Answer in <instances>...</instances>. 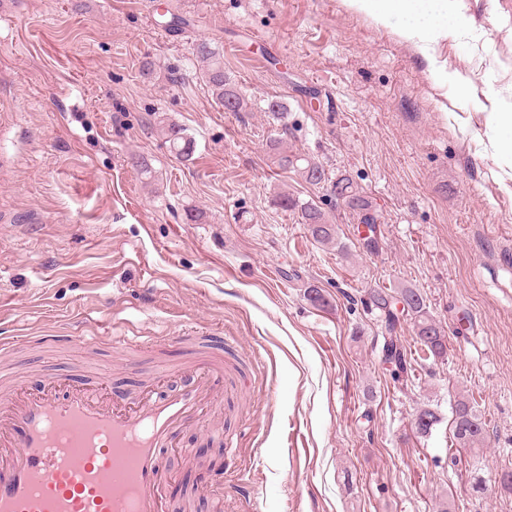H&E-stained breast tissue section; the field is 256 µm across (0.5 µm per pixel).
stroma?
I'll return each instance as SVG.
<instances>
[{"label": "stroma", "mask_w": 512, "mask_h": 512, "mask_svg": "<svg viewBox=\"0 0 512 512\" xmlns=\"http://www.w3.org/2000/svg\"><path fill=\"white\" fill-rule=\"evenodd\" d=\"M17 2L0 15V376L132 401L152 379L178 392L184 365L224 359L235 336L216 430L182 427L165 457L170 512H512L496 481L512 471V167L485 112L512 96V29L498 23L512 0H465L471 27L433 43L432 67L345 0ZM201 39L249 111L215 103ZM160 115L191 157L170 152ZM274 140L324 181L275 165ZM341 177L381 215L378 253L334 192ZM283 193L325 213L338 243L316 242ZM311 285L328 308L305 298ZM377 288L424 295L444 358L422 359L405 317L414 377L385 361ZM468 391L487 431L475 452L450 430ZM427 402L442 421L421 438Z\"/></svg>", "instance_id": "stroma-1"}]
</instances>
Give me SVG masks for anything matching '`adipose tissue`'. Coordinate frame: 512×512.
<instances>
[{"label":"adipose tissue","instance_id":"obj_1","mask_svg":"<svg viewBox=\"0 0 512 512\" xmlns=\"http://www.w3.org/2000/svg\"><path fill=\"white\" fill-rule=\"evenodd\" d=\"M350 8L376 23L398 21L400 35L414 42L422 55L448 31L467 27L463 0H347Z\"/></svg>","mask_w":512,"mask_h":512}]
</instances>
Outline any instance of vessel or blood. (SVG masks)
Instances as JSON below:
<instances>
[{
    "label": "vessel or blood",
    "instance_id": "1",
    "mask_svg": "<svg viewBox=\"0 0 512 512\" xmlns=\"http://www.w3.org/2000/svg\"><path fill=\"white\" fill-rule=\"evenodd\" d=\"M190 382L131 407L51 381L0 398V512H169L163 456L175 433L215 407L222 364L203 359Z\"/></svg>",
    "mask_w": 512,
    "mask_h": 512
}]
</instances>
